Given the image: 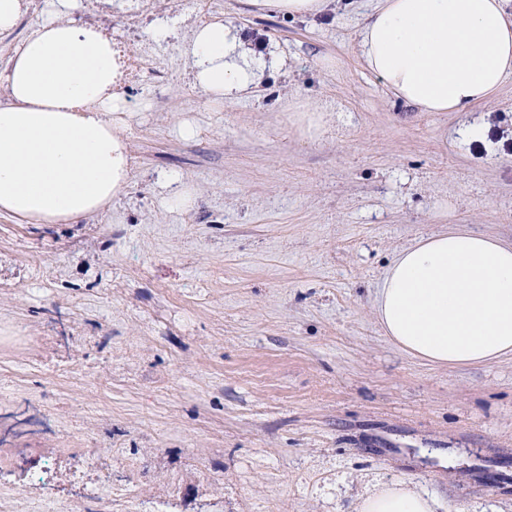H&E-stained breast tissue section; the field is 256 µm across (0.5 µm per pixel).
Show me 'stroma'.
<instances>
[{"instance_id":"obj_1","label":"stroma","mask_w":512,"mask_h":512,"mask_svg":"<svg viewBox=\"0 0 512 512\" xmlns=\"http://www.w3.org/2000/svg\"><path fill=\"white\" fill-rule=\"evenodd\" d=\"M371 6L83 0L76 21L138 43L160 78L118 86L133 177L111 212L0 215V512H355L401 478L437 512H512V358L433 367L372 312L418 236L512 239V76L472 112L396 101L357 56ZM217 18L279 58L232 104L207 100L185 55ZM293 99L327 112L320 138ZM472 121L478 145L458 134ZM170 173L192 208L163 201ZM123 487L132 502L108 500ZM335 0H247L258 11L276 12L282 15L307 17L322 12Z\"/></svg>"}]
</instances>
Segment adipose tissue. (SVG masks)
Returning <instances> with one entry per match:
<instances>
[{
    "mask_svg": "<svg viewBox=\"0 0 512 512\" xmlns=\"http://www.w3.org/2000/svg\"><path fill=\"white\" fill-rule=\"evenodd\" d=\"M79 0H45L34 30L0 69V214L74 224L111 210L129 184L127 143L111 115L126 109L112 41L74 25ZM363 67L404 104L470 112L512 75L505 0H375L356 45ZM192 80L234 102L260 80L263 57L233 27L196 28ZM389 341L440 367L512 355V240L460 224L417 237L384 270L372 302ZM356 512H435L401 479L363 495Z\"/></svg>",
    "mask_w": 512,
    "mask_h": 512,
    "instance_id": "ef3b65f1",
    "label": "adipose tissue"
}]
</instances>
